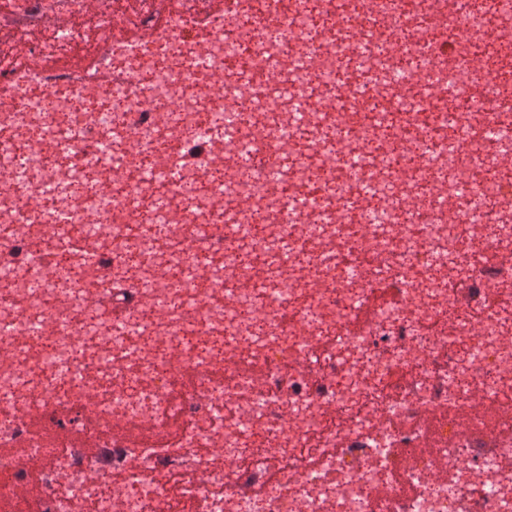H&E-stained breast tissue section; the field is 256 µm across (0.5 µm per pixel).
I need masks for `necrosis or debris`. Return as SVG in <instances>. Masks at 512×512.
Segmentation results:
<instances>
[{"label":"necrosis or debris","mask_w":512,"mask_h":512,"mask_svg":"<svg viewBox=\"0 0 512 512\" xmlns=\"http://www.w3.org/2000/svg\"><path fill=\"white\" fill-rule=\"evenodd\" d=\"M367 7L231 0L225 15L212 0H0V39L26 49L0 46V503L11 512H512V265L496 258L512 251V172L477 140L500 112L446 124L443 104L421 108L382 77L346 109L353 137L340 141L322 102L367 79L340 23ZM456 10L406 0L380 33L385 69L512 94V0H469L457 28ZM292 21L312 41L310 71L271 89L260 73L287 54L275 33ZM447 38L452 52L438 54ZM228 42L243 53L229 66ZM200 46L224 71L223 94L190 68ZM92 47L111 85L30 66ZM476 51L485 65L471 71ZM304 90L313 118L295 127ZM228 98L240 107L229 131ZM424 132L472 148L424 169ZM243 146L254 164L227 175L225 155ZM356 150L378 188L360 206L389 205L385 223L346 214L307 239L294 202L319 185L323 209L339 210ZM164 165L177 181L141 179ZM107 170L124 178L104 194ZM460 178L493 199L485 227L434 207ZM228 224L240 233L225 237ZM286 238L298 249L283 265ZM435 249L447 265L431 262ZM377 289L392 301L343 340ZM104 295L137 332L114 333ZM228 359L237 368L208 374Z\"/></svg>","instance_id":"obj_1"}]
</instances>
